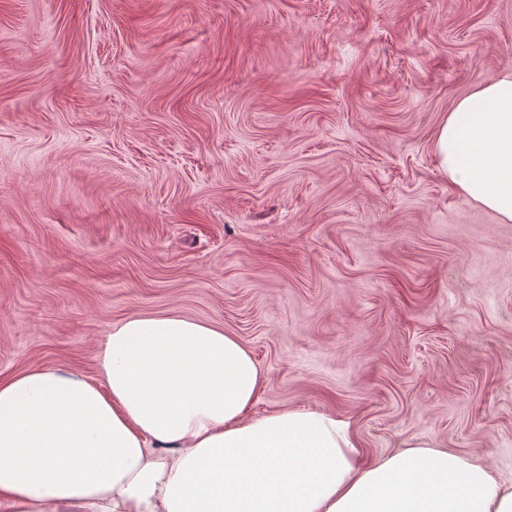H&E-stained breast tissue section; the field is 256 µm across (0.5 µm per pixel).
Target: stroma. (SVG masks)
Returning a JSON list of instances; mask_svg holds the SVG:
<instances>
[{
	"instance_id": "obj_1",
	"label": "stroma",
	"mask_w": 512,
	"mask_h": 512,
	"mask_svg": "<svg viewBox=\"0 0 512 512\" xmlns=\"http://www.w3.org/2000/svg\"><path fill=\"white\" fill-rule=\"evenodd\" d=\"M512 0H0V378L133 315L224 329L249 411L512 477V223L433 135Z\"/></svg>"
}]
</instances>
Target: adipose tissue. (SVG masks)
<instances>
[{"label": "adipose tissue", "instance_id": "adipose-tissue-1", "mask_svg": "<svg viewBox=\"0 0 512 512\" xmlns=\"http://www.w3.org/2000/svg\"><path fill=\"white\" fill-rule=\"evenodd\" d=\"M433 151L512 223V72L459 98ZM96 362L93 380L52 365L0 380V512H512V483L449 449L365 464L348 420L249 417L264 373L222 328L133 315Z\"/></svg>", "mask_w": 512, "mask_h": 512}]
</instances>
